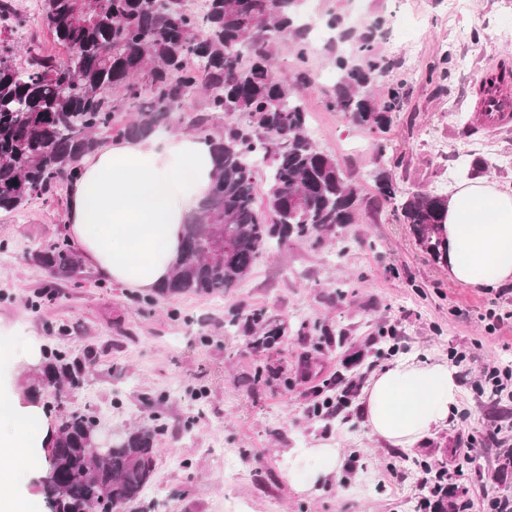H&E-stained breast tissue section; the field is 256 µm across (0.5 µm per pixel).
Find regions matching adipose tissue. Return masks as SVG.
Returning <instances> with one entry per match:
<instances>
[{
  "instance_id": "1",
  "label": "adipose tissue",
  "mask_w": 512,
  "mask_h": 512,
  "mask_svg": "<svg viewBox=\"0 0 512 512\" xmlns=\"http://www.w3.org/2000/svg\"><path fill=\"white\" fill-rule=\"evenodd\" d=\"M214 178L212 143L198 134L102 143L81 161L68 188L67 223L95 267L112 282L159 288L179 256L187 224ZM450 279L496 288L512 280V189L462 181L448 193L443 226ZM461 388L447 364L408 357L374 374L361 412L371 433L410 448L446 426ZM0 456L40 469L51 427L41 405L19 400L0 368Z\"/></svg>"
}]
</instances>
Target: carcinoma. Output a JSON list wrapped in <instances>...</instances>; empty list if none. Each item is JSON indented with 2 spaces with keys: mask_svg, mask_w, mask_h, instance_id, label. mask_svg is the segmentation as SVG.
<instances>
[{
  "mask_svg": "<svg viewBox=\"0 0 512 512\" xmlns=\"http://www.w3.org/2000/svg\"><path fill=\"white\" fill-rule=\"evenodd\" d=\"M303 0H204L202 13L185 0H45L40 20L66 55L58 58L43 44L29 45L25 68L0 47V210L14 211L33 197L51 196L75 178L84 155L103 136L141 139L168 128L174 114L190 113L189 128L201 135L217 118L238 114L211 138L215 178L202 213L186 226L180 258L160 291L166 294L225 292L251 269L273 240L328 236L356 223L358 187L336 161L321 151L307 130L299 88L306 70L309 29ZM29 25L13 0H0V28ZM326 26L354 43L347 54L327 47L338 79L326 97L328 109L349 114L370 130L390 121L399 92L374 97L384 62L373 48L379 22L360 31L340 15L327 14ZM289 41L298 63L291 78L277 75L273 45ZM204 94L200 112L190 104ZM265 165V192L257 200L250 159ZM387 201L397 202L403 223L429 255L444 251L443 224L448 196L432 191L402 193L384 172L376 173ZM295 193L299 205L283 207ZM221 234L229 245L223 260L205 257ZM50 270L80 271V260L56 246L37 255ZM249 333L276 336L262 310L236 313ZM37 388L78 389L92 361L53 353ZM94 422L77 412L60 415L58 430L39 480L50 512H85L103 501L125 505L139 500L154 471V431L127 430L100 461L88 455L97 442Z\"/></svg>",
  "mask_w": 512,
  "mask_h": 512,
  "instance_id": "1",
  "label": "carcinoma"
}]
</instances>
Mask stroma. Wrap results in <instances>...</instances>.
Listing matches in <instances>:
<instances>
[{
  "label": "stroma",
  "mask_w": 512,
  "mask_h": 512,
  "mask_svg": "<svg viewBox=\"0 0 512 512\" xmlns=\"http://www.w3.org/2000/svg\"><path fill=\"white\" fill-rule=\"evenodd\" d=\"M327 9L382 22L377 46L390 68L374 94L399 87L402 106L389 126L369 130L331 111L324 94L337 73L324 43L311 45L312 81L300 95L318 147L358 185L357 223L321 241H290L261 255L248 275L219 294L142 293L101 276L82 261L77 276L54 275L38 251L70 240L67 189L0 210V352L35 337L43 352L90 354L81 387L40 403L95 420L100 430L154 427L158 453L150 486L124 512H406L419 495L424 465L463 467L455 499L483 512L485 495L512 496V471L498 473L512 451V421L497 441L466 464L461 437L498 425L488 394L477 385L490 362L512 365V331L489 332L484 315L512 310V290L475 288L449 279L447 268L418 246L372 177L382 168L402 190H438L464 179L512 184V124L486 123L477 88L484 66L512 67V0H316ZM451 52L448 77L427 82L425 66ZM264 310L283 326L268 349L250 344L233 312ZM400 337L399 355L444 360L468 353L456 368L464 418L452 419L427 442L404 449L374 438L359 395L373 370L382 331ZM354 394L341 419L324 423L313 404ZM337 444L342 464L318 492L302 490L304 467L290 468L288 451L316 442ZM237 459L225 471L213 447ZM403 473L389 481L390 471Z\"/></svg>",
  "instance_id": "1"
}]
</instances>
